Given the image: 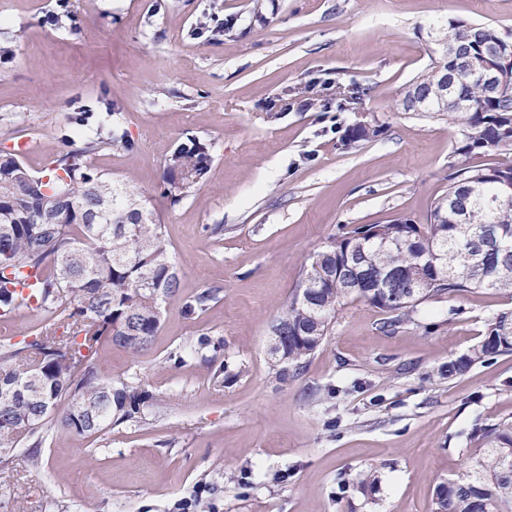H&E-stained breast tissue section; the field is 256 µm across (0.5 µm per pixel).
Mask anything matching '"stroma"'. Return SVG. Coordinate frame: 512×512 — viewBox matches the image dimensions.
Masks as SVG:
<instances>
[{"label": "stroma", "instance_id": "stroma-1", "mask_svg": "<svg viewBox=\"0 0 512 512\" xmlns=\"http://www.w3.org/2000/svg\"><path fill=\"white\" fill-rule=\"evenodd\" d=\"M261 9L266 23L254 21ZM0 0V152L35 174L73 139L112 126L133 150L106 147L92 166L145 196L165 227L179 290L163 304L150 345L132 354L102 340L93 353L113 382L139 379L152 396L145 423L98 436L51 432L39 468L23 453L0 468V512H167L202 476L223 486L220 512H435V486L470 465L475 421L512 415V354L453 381L430 376L483 336L512 296L479 290L417 307L415 320L381 328L380 309L339 307L322 346L287 382L275 377L269 326L307 258L340 226L430 221L448 187L457 126L396 108L406 86L438 60L449 22L512 30V0ZM233 19L231 36L191 39L203 12ZM328 80L365 92L346 110L294 101L282 91ZM381 126L346 149L345 129ZM207 146L203 184L180 200L163 193L167 159L181 143ZM224 231L209 235L205 225ZM203 288L218 300L198 319L180 314ZM461 308V317L448 316ZM223 340L246 371L218 384L170 351L200 336ZM380 477L375 498L360 488Z\"/></svg>", "mask_w": 512, "mask_h": 512}]
</instances>
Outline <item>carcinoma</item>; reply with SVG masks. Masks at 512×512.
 Instances as JSON below:
<instances>
[{"instance_id":"obj_1","label":"carcinoma","mask_w":512,"mask_h":512,"mask_svg":"<svg viewBox=\"0 0 512 512\" xmlns=\"http://www.w3.org/2000/svg\"><path fill=\"white\" fill-rule=\"evenodd\" d=\"M233 31L203 14L191 36L218 42ZM454 54L417 75L399 100L402 112H436L460 128L461 145L448 190L434 205L430 223L363 224L331 238L301 270L288 305L269 326L276 375L288 378L321 346L346 301L361 300L382 310V328L413 321L424 300L477 289L512 294V200L490 204L500 183L512 182V165L473 164L512 147V99L491 96L475 66L488 44L512 35L488 24L453 22ZM455 71L443 86L440 75ZM380 126L350 127L349 147L370 141ZM133 143L116 130L88 137L56 158L49 173L34 175L15 154L0 153V317L20 308L48 314L40 332L17 342H0V465L27 448L29 466L39 467L48 431L92 436L125 423H139L152 396L138 381L118 387L92 361L97 343L109 337L131 352L147 348L162 321V302L179 287L164 225L145 200L112 183L90 164L91 155ZM208 148L191 140L168 159L163 183L177 201L205 179ZM381 271H396L417 284L412 296L388 299L379 288H357ZM32 288L23 295L18 287ZM217 300L205 288L184 299L181 316L195 320ZM221 344L207 337L168 354L175 366L204 357ZM512 353V312L488 324L483 337L448 360L435 378L451 381L478 364ZM66 402L58 412L59 402ZM472 465L435 487L436 512H512V416L472 428ZM222 487L201 478L170 512H219Z\"/></svg>"}]
</instances>
